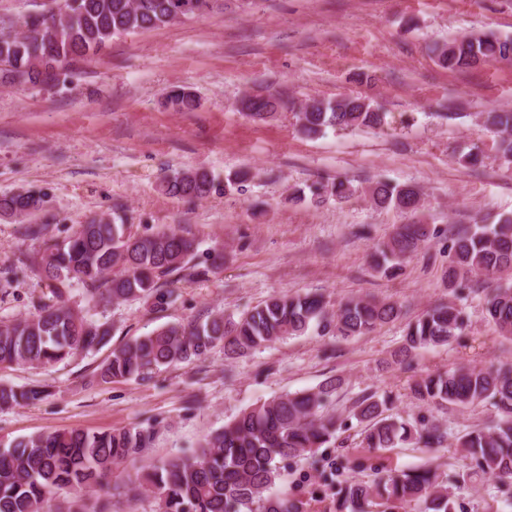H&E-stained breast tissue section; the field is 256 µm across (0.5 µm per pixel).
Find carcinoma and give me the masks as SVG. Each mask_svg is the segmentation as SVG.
Returning a JSON list of instances; mask_svg holds the SVG:
<instances>
[{
	"instance_id": "carcinoma-1",
	"label": "carcinoma",
	"mask_w": 512,
	"mask_h": 512,
	"mask_svg": "<svg viewBox=\"0 0 512 512\" xmlns=\"http://www.w3.org/2000/svg\"><path fill=\"white\" fill-rule=\"evenodd\" d=\"M210 0H63L60 10L76 20L40 21L26 25L31 34L12 33L13 22L0 15V85H48L56 73L42 71L43 62L63 69L95 55L115 36L166 26L183 18L211 12ZM437 63L455 71L512 60V37L472 34L453 37L432 48ZM166 104L176 111L197 106L194 94L171 90ZM286 106L281 94L247 95L240 111L265 121ZM300 131L308 137L329 127L378 130L393 122L360 95L335 100L312 99L295 113ZM485 126L495 134L493 149L512 164V111L493 109ZM215 187L211 175L187 170L166 180L165 193L202 199ZM311 199L350 198L347 180L309 186ZM371 203L415 213L422 207V192L413 183L378 180L368 188ZM34 191L0 194V216L29 217L43 208ZM437 231L427 224H400L383 247L372 255L374 268L385 276L402 270L404 263ZM448 287L456 289L472 277L497 281L486 297L487 319L502 336L512 337V218L490 215L449 237ZM197 244L176 227L150 235H133L117 218H100L78 225L62 241L50 239L44 249L23 255L21 263L53 286V300L35 306L26 317L0 321V369L13 366L53 367L78 354L105 346L111 325L93 320L69 303V286L79 283L92 298L112 302L150 299L157 308L170 303L172 292L162 283L184 272L198 276L223 265L219 250L207 254L204 268L194 264ZM401 306L389 299H347L336 312L326 309L319 294L270 296L263 304L238 316L216 313L185 324L161 326L112 350L95 369L97 379H145L161 367L200 359L218 345L228 357L242 356L288 336L310 330L341 339L364 336L400 317ZM468 326L465 308L450 300L428 307L407 323L404 345L395 363L410 365L412 353L429 346L449 345ZM341 379L329 377L319 386L276 396L242 410L224 427L206 435L198 447L150 464L128 476L140 495L155 499L158 512H299L298 503L273 488L280 479V463L312 456L336 442L348 430L349 420L364 425L361 445L372 450L402 445L434 448L448 438V429L421 416L406 418L395 411L398 397L390 392L362 396L343 418L327 407L336 398ZM411 397L424 405L466 409L486 403L495 415L483 426L471 427L456 437L470 459L466 473L452 476L431 465L390 471L369 483L337 481L336 512H375L386 505L395 509L413 505L416 512H454L452 490L476 476L512 481V366L455 367L414 379ZM45 390L17 388L0 382V409L41 401ZM151 441L140 427L104 431L69 429L32 434L0 448V512H109L88 492L109 487L120 468L135 463ZM70 494L66 506H53L56 496Z\"/></svg>"
}]
</instances>
